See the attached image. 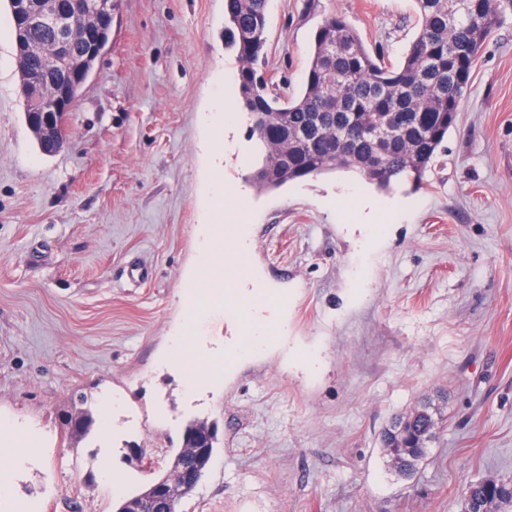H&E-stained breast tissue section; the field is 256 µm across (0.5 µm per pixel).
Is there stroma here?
Segmentation results:
<instances>
[{
  "label": "stroma",
  "instance_id": "35a3bbf8",
  "mask_svg": "<svg viewBox=\"0 0 512 512\" xmlns=\"http://www.w3.org/2000/svg\"><path fill=\"white\" fill-rule=\"evenodd\" d=\"M302 3L268 5L292 93L320 16L394 62L418 29L413 0ZM223 34L224 0H119L46 155L0 0V418L43 438L0 512H116L195 418L219 447L178 512H461L469 483L512 479V19L416 191L336 170L257 193ZM363 195L389 216L365 244ZM251 318L275 341L256 356L237 350ZM425 402L439 437L405 478L381 434Z\"/></svg>",
  "mask_w": 512,
  "mask_h": 512
}]
</instances>
